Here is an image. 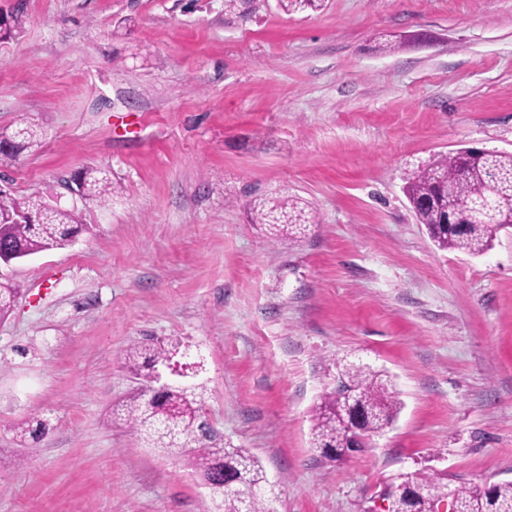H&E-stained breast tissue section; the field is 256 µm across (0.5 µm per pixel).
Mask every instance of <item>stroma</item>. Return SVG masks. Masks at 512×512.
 I'll return each instance as SVG.
<instances>
[{"instance_id":"stroma-1","label":"stroma","mask_w":512,"mask_h":512,"mask_svg":"<svg viewBox=\"0 0 512 512\" xmlns=\"http://www.w3.org/2000/svg\"><path fill=\"white\" fill-rule=\"evenodd\" d=\"M0 46V130L37 146L0 185L77 206L88 229L0 265V512H204L186 456L146 447L113 406L121 354L180 338L206 418L254 456L277 512H374L384 489L512 481V229L439 250L404 193L461 147L512 152V0H24ZM110 171L112 197L64 183ZM299 198L304 238L253 203ZM388 375L393 423L333 462L312 414L340 371ZM42 423L36 436L15 427Z\"/></svg>"}]
</instances>
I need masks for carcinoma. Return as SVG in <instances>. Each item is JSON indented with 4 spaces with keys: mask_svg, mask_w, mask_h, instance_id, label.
Listing matches in <instances>:
<instances>
[{
    "mask_svg": "<svg viewBox=\"0 0 512 512\" xmlns=\"http://www.w3.org/2000/svg\"><path fill=\"white\" fill-rule=\"evenodd\" d=\"M24 9L17 8L0 19V42L6 43L23 27ZM41 131L33 125L0 132V156L14 158L36 144ZM79 179L88 199L107 201L112 195L108 171L86 168ZM406 196L417 221L441 250L469 255L487 251L502 220L512 216V153L461 148L437 156L419 170L406 186ZM455 202L457 217L466 223L458 231L444 223L440 201ZM45 202L37 194L15 196L0 191V214H41L38 224L0 223V261L8 263L50 248H62L81 230L82 214L75 208L59 206L41 212ZM255 222L268 227L269 237L279 240L300 238L302 225L310 223V212L294 200L261 199L254 204ZM16 289L0 284V319L6 318L16 302ZM177 351L173 343L135 344L126 350L127 368L143 383L121 404L131 432L151 448L166 450L176 445L188 450L190 465L202 479L224 480V471L242 476L238 488L218 487L212 497L216 512H276L278 495L261 466L248 453L226 448L202 424L205 386H171L153 398V368L165 363ZM342 387L353 391L363 409L362 431H351V419L339 406L336 395H328L313 414L312 447L338 459L352 451L354 436L371 437L383 431L397 415L398 405L382 374L366 364L343 368ZM414 507L435 512L446 495L453 494L458 512H512V482L491 489L459 485L452 489L440 475L414 476L411 485Z\"/></svg>",
    "mask_w": 512,
    "mask_h": 512,
    "instance_id": "1",
    "label": "carcinoma"
}]
</instances>
